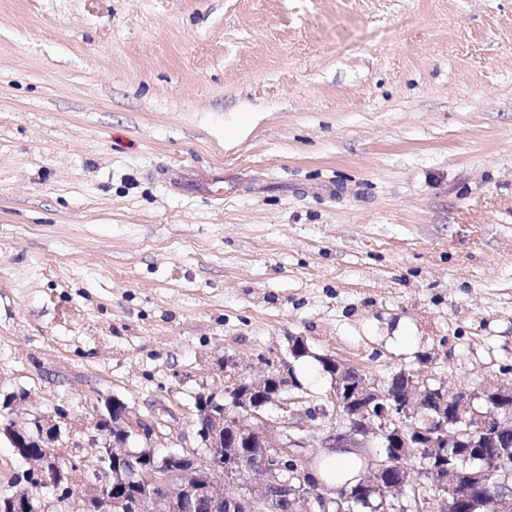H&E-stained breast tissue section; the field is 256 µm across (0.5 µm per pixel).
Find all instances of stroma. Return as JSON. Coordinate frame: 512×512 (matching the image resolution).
Here are the masks:
<instances>
[{"instance_id":"1","label":"stroma","mask_w":512,"mask_h":512,"mask_svg":"<svg viewBox=\"0 0 512 512\" xmlns=\"http://www.w3.org/2000/svg\"><path fill=\"white\" fill-rule=\"evenodd\" d=\"M325 354L512 383V0H0V401L173 449L288 360L322 457ZM169 423L160 415L151 414L142 416L134 414L128 404L120 401L117 404L112 403L101 409L96 407L93 410L92 418L87 421L86 429L96 432L103 436L109 447H112L110 433L112 428L123 431H131L134 435L141 436L150 443L155 438H162Z\"/></svg>"}]
</instances>
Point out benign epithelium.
Masks as SVG:
<instances>
[{
  "label": "benign epithelium",
  "instance_id": "obj_1",
  "mask_svg": "<svg viewBox=\"0 0 512 512\" xmlns=\"http://www.w3.org/2000/svg\"><path fill=\"white\" fill-rule=\"evenodd\" d=\"M332 369V399L336 410L350 421L349 431L333 439L330 447L361 448L365 442L375 440L385 448L368 465L360 482L366 498L380 500L379 512H394L399 500L398 486L389 480L400 466L401 448H418L430 459L443 456L444 449L462 447L468 441H478L488 448L498 447L497 439L512 430V385L483 386L475 391H463L452 396L443 386H435L428 377L403 374V390L390 394L371 383L359 370L330 357ZM245 382L237 378L224 389V402L215 395L201 391L205 412L200 415L204 428L195 429L196 445L183 446L178 451L179 463L155 460L144 449L133 454L132 486L120 492L113 487L112 469L106 463L112 456L97 447L84 456H72L61 465L56 454L46 449L42 455H30L26 449L34 443L54 441L60 433L57 419L37 415L26 420L35 429L31 432L10 424V414L29 399L28 394L16 393L3 402L7 413L0 425V435L6 436L27 464L26 472L38 490L54 493V505L71 504L73 474L88 470L100 476L97 483H88L79 498V512H191L194 503L206 499L226 508V512H274L272 492L285 493L296 506L295 512H329L336 497L324 491L315 482L306 463L311 444L302 434V424L316 418L311 409L298 411L291 422L288 416L272 422L264 416L265 404H251L255 392H268L269 402L283 410L281 394L292 386V380L280 373L266 372ZM411 425L404 432L398 425ZM169 423L160 415H137L128 404L95 408L86 429L103 436L112 443L114 429L130 431L150 442L165 436ZM245 436L259 443L263 451L243 460H236L235 475L228 473V454L224 445L231 437ZM502 469L504 481L500 488L489 492L484 488L482 473L471 474L470 484L476 486L477 495L469 496L458 488L456 464L433 467L436 484L442 490L440 512H475L482 506L485 512H512V462L498 457L487 459ZM46 496L14 495L10 498L9 512H47Z\"/></svg>",
  "mask_w": 512,
  "mask_h": 512
}]
</instances>
